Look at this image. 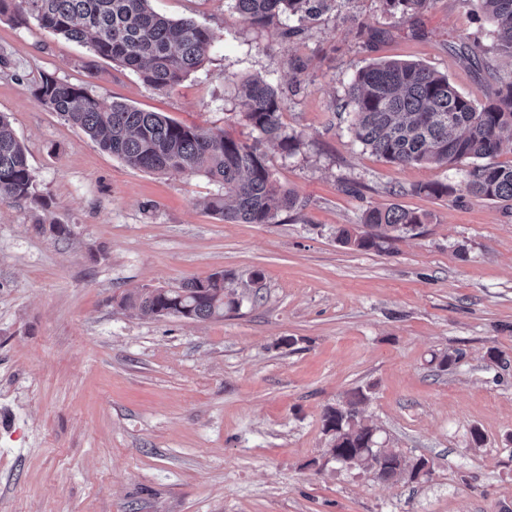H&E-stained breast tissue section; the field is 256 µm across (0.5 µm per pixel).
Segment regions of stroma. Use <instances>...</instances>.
<instances>
[{"mask_svg":"<svg viewBox=\"0 0 512 512\" xmlns=\"http://www.w3.org/2000/svg\"><path fill=\"white\" fill-rule=\"evenodd\" d=\"M151 5L216 37L171 90L0 17V113L49 218L72 229L58 241L36 230L34 204L0 203V512H512V210L463 195L458 168L379 158L339 108L360 69L390 60L492 97L512 61L491 53L478 0L402 17L383 0H338L288 39L228 0ZM473 42L487 54L467 58ZM45 73L247 144L257 134L237 83L272 80L297 147L261 150L298 209L271 224L211 216L206 177L131 168L44 108L33 88ZM432 182L454 195L420 193ZM392 204L432 220L387 252L337 242ZM218 270L237 304L218 319L142 318L115 302ZM456 349L464 359L439 371ZM358 389L379 439L426 459L427 477L381 482L331 458L323 414Z\"/></svg>","mask_w":512,"mask_h":512,"instance_id":"stroma-1","label":"stroma"}]
</instances>
